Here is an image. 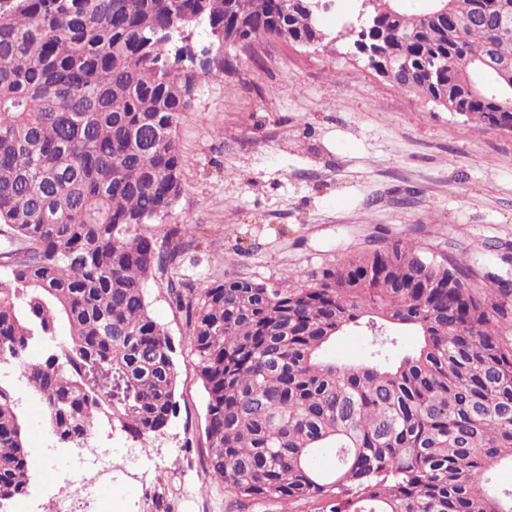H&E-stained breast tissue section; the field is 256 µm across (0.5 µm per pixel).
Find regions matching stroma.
<instances>
[{"mask_svg":"<svg viewBox=\"0 0 512 512\" xmlns=\"http://www.w3.org/2000/svg\"><path fill=\"white\" fill-rule=\"evenodd\" d=\"M352 5L343 0L325 15L329 47L260 42L240 53L237 70L201 85L181 114L183 193L165 219L141 231L160 241L171 226H194L181 256L194 291L229 276L307 282L397 239L441 262L464 261L473 290L492 278L512 282V133L375 74L343 36ZM148 295L175 347L179 406L162 432L141 438L98 419L96 445L148 455L150 470L142 482L113 459L94 512H228L231 498L206 467V393L185 315L171 305L166 277L151 279ZM324 354L362 364L370 339L346 330ZM0 381L19 399L28 447L42 441L51 450L32 467L20 512L80 501L68 468L72 450L50 432L27 380L0 363Z\"/></svg>","mask_w":512,"mask_h":512,"instance_id":"stroma-1","label":"stroma"}]
</instances>
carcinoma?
I'll use <instances>...</instances> for the list:
<instances>
[{"mask_svg": "<svg viewBox=\"0 0 512 512\" xmlns=\"http://www.w3.org/2000/svg\"><path fill=\"white\" fill-rule=\"evenodd\" d=\"M0 0V359L24 375L60 439L93 435L104 415L136 436L177 413L174 348L147 284L185 313L206 392L208 472L234 506L273 501L314 512H512L490 472L512 463V337L500 331L511 288L475 293L468 267L398 240L361 251L304 285L227 278L186 294L180 257L194 229L159 246L138 232L182 191L174 131L204 83L233 58L184 70L161 39L232 26L247 45L281 36L286 0ZM404 0L370 19L384 48L440 65L395 84L436 89L494 127L512 113V64L497 13L431 15ZM68 335L58 337L60 324ZM361 327L375 360L322 356ZM420 337L388 358L398 336ZM46 353L28 358L32 344ZM14 391L0 384V502L26 493L31 465ZM327 449L333 462L316 464Z\"/></svg>", "mask_w": 512, "mask_h": 512, "instance_id": "obj_1", "label": "carcinoma"}]
</instances>
